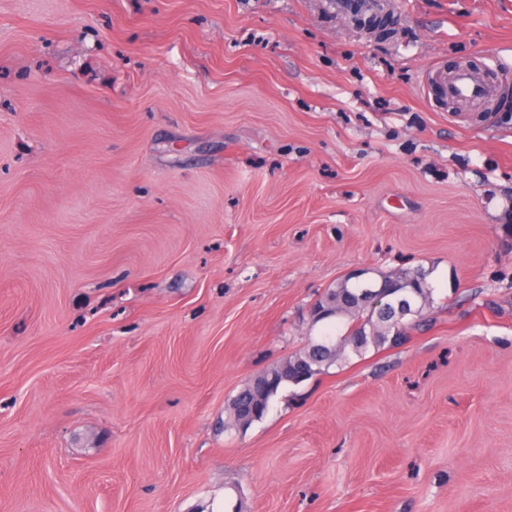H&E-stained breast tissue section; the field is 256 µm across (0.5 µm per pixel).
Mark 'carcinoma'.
Listing matches in <instances>:
<instances>
[{
	"label": "carcinoma",
	"mask_w": 512,
	"mask_h": 512,
	"mask_svg": "<svg viewBox=\"0 0 512 512\" xmlns=\"http://www.w3.org/2000/svg\"><path fill=\"white\" fill-rule=\"evenodd\" d=\"M396 282L400 293L408 296L418 309V315L412 318V327L422 326L427 307L433 303V288L426 271L404 269ZM365 289L361 282L345 278L324 292L314 309L326 312L325 320L334 319L341 324L336 335L311 336L301 350L263 370L265 379L273 380L272 387L261 390L252 381L242 387L228 407L233 426L246 429L263 419L280 388L299 385L339 362H347L353 356L361 358L371 349L398 345L406 338L407 326L395 321L389 311L393 298H388V308H374Z\"/></svg>",
	"instance_id": "obj_1"
}]
</instances>
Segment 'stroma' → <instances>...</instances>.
<instances>
[{"instance_id":"obj_1","label":"stroma","mask_w":512,"mask_h":512,"mask_svg":"<svg viewBox=\"0 0 512 512\" xmlns=\"http://www.w3.org/2000/svg\"><path fill=\"white\" fill-rule=\"evenodd\" d=\"M0 0V512H512V0ZM427 327L282 388L369 270ZM444 92L449 100H484L496 96L492 84L476 80L467 70L457 71L448 80ZM402 275L393 278L399 285L400 291L388 298V307L393 311V299L398 294H405L416 305L419 313L412 317L413 323L411 328H419L424 326V314L427 307L433 303V288L427 280L428 274L422 268L404 269L400 272Z\"/></svg>"}]
</instances>
